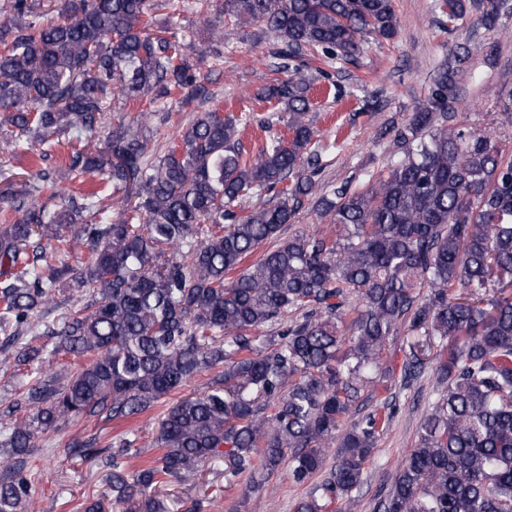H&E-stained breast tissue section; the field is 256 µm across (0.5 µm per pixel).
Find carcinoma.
<instances>
[{"mask_svg": "<svg viewBox=\"0 0 512 512\" xmlns=\"http://www.w3.org/2000/svg\"><path fill=\"white\" fill-rule=\"evenodd\" d=\"M237 21L274 38L270 56L288 83L291 137L244 151L241 119L200 112L162 156L146 159L147 123L112 129L70 159L76 175H102L133 201L118 223L97 191L75 198L50 172L11 192L14 220L0 223V370L36 379L26 415L0 427L8 463L0 512H29L24 456L76 418L130 421L197 373L214 389L165 413L162 454L129 475L136 439L80 446L112 469V499L130 512H171L156 488L222 455L237 472L259 457L270 474L288 466L303 484L323 478L296 512L355 501L364 466L388 421L378 406L350 422L361 392L377 386L390 337L448 343L418 443L396 468L380 512H512V146L453 111L456 76L471 43L439 67L426 103L392 127L399 158L367 188L323 191L307 119L308 58L332 81L355 66L363 42L391 40L393 0H233ZM152 0H62L47 21L34 0H10L0 22V153L77 139L104 124L112 100L154 104L196 76L184 44L154 27ZM452 28L476 17L495 29L512 0H438ZM512 128V94L497 105ZM272 200L245 215L257 191ZM315 196L336 235L279 233ZM60 199L50 208L49 202ZM87 248L75 264L71 251ZM172 255H167L168 249ZM259 254L248 265L243 262ZM88 292L62 308L58 284ZM268 326L278 334L263 335ZM87 358L76 370L59 357ZM415 352L401 376H420ZM336 442L337 461L326 468Z\"/></svg>", "mask_w": 512, "mask_h": 512, "instance_id": "cac0c4a2", "label": "carcinoma"}]
</instances>
